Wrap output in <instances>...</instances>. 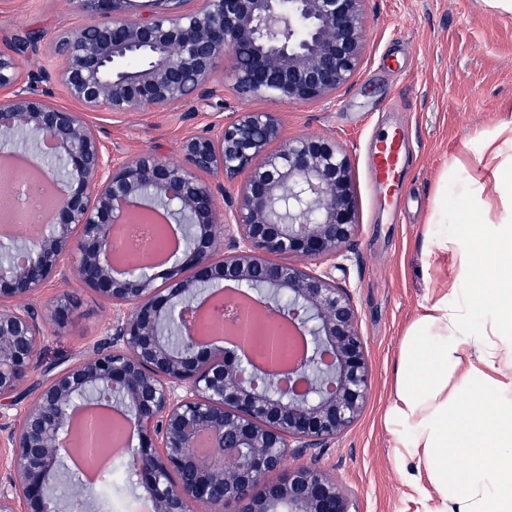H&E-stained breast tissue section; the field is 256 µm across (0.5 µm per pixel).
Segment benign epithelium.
Masks as SVG:
<instances>
[{
    "label": "benign epithelium",
    "mask_w": 512,
    "mask_h": 512,
    "mask_svg": "<svg viewBox=\"0 0 512 512\" xmlns=\"http://www.w3.org/2000/svg\"><path fill=\"white\" fill-rule=\"evenodd\" d=\"M165 2L161 12L132 14L128 0H71L86 23L56 36L60 67L41 78L60 83L81 112L29 91L14 55L0 51V130L51 144L67 174L44 233L0 267V401L16 397L37 360L44 323L30 300L49 280L75 277L113 309L107 337L0 423V512H43L48 476L72 447L75 401L104 387L132 412L136 484L153 512H358L316 464L359 419L371 387L354 296L313 269L354 247L349 156L322 136L283 140L274 112H240L188 133L179 164L157 153L114 164L85 112L206 105L226 88L241 99H332L360 65L365 0H197L191 10ZM242 172L227 194L224 181ZM132 212L189 229L161 284L146 269L115 266L113 234ZM219 281L254 288L274 315L275 298L292 301L283 329L333 355L316 397L278 382L261 388L245 374L277 337L229 320L224 329L240 344L228 350L181 318V302ZM75 309L65 294L47 314L64 326ZM288 456V478L269 480Z\"/></svg>",
    "instance_id": "benign-epithelium-1"
}]
</instances>
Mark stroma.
<instances>
[{
  "instance_id": "35a3bbf8",
  "label": "stroma",
  "mask_w": 512,
  "mask_h": 512,
  "mask_svg": "<svg viewBox=\"0 0 512 512\" xmlns=\"http://www.w3.org/2000/svg\"><path fill=\"white\" fill-rule=\"evenodd\" d=\"M83 21L69 0H0L1 47L31 34L39 37L35 47L16 56L25 86L71 109L75 101L58 83L41 81L39 73L54 37ZM391 58L401 69L387 68ZM244 111L277 112L284 137H329L350 157L355 246L341 265L328 263L324 269L354 296L372 386L360 419L336 438L319 465L349 490L360 512H417L383 415L403 331L450 271L443 261L427 264L425 232L441 176L454 160L473 163L481 133L512 114V15L491 11L483 0H366L362 62L334 100L276 104L228 92L204 108L186 103L126 115L90 112L86 118L113 163L158 148L177 164L186 133ZM386 121L403 126L410 144V198L395 218L377 207L365 170L369 139ZM64 293L79 301L71 322L47 326L43 353L17 401L0 405V418H14L34 399V387L103 339L112 306L77 281L50 280L33 306L44 311Z\"/></svg>"
}]
</instances>
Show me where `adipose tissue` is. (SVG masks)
Here are the masks:
<instances>
[{"mask_svg": "<svg viewBox=\"0 0 512 512\" xmlns=\"http://www.w3.org/2000/svg\"><path fill=\"white\" fill-rule=\"evenodd\" d=\"M442 183L427 235L450 274L401 338L385 420L424 512H512V118Z\"/></svg>", "mask_w": 512, "mask_h": 512, "instance_id": "1", "label": "adipose tissue"}]
</instances>
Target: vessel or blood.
I'll return each instance as SVG.
<instances>
[{"instance_id":"1","label":"vessel or blood","mask_w":512,"mask_h":512,"mask_svg":"<svg viewBox=\"0 0 512 512\" xmlns=\"http://www.w3.org/2000/svg\"><path fill=\"white\" fill-rule=\"evenodd\" d=\"M409 157L407 135L399 127L382 132L369 149L367 176L379 195L395 208L400 207L406 193L403 172Z\"/></svg>"}]
</instances>
